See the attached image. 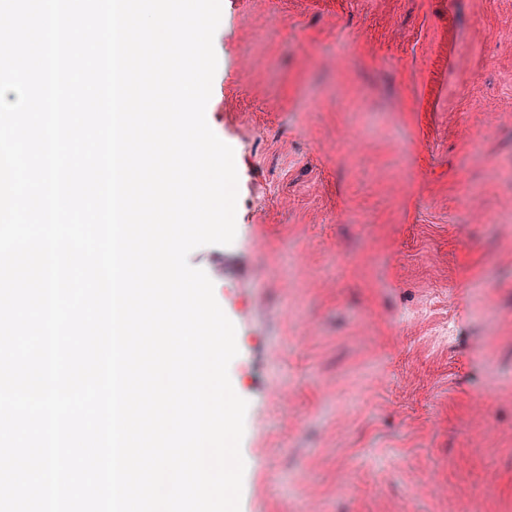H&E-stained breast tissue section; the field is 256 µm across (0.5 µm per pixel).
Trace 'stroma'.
<instances>
[{
	"label": "stroma",
	"mask_w": 512,
	"mask_h": 512,
	"mask_svg": "<svg viewBox=\"0 0 512 512\" xmlns=\"http://www.w3.org/2000/svg\"><path fill=\"white\" fill-rule=\"evenodd\" d=\"M218 33L236 237L189 262L236 327L240 512H512V122L471 109L512 112V0H222Z\"/></svg>",
	"instance_id": "1"
}]
</instances>
